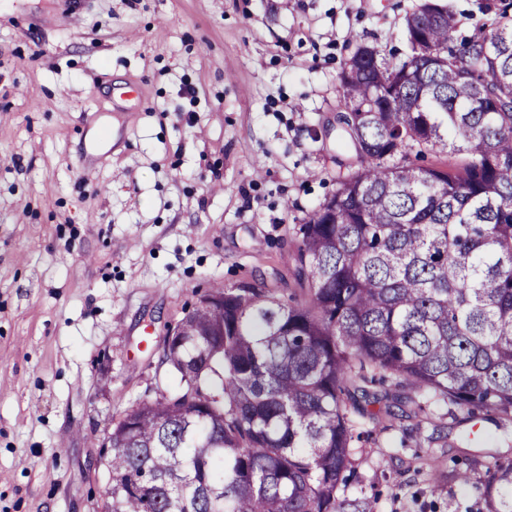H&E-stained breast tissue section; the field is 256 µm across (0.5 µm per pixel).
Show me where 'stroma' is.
Listing matches in <instances>:
<instances>
[{
    "mask_svg": "<svg viewBox=\"0 0 512 512\" xmlns=\"http://www.w3.org/2000/svg\"><path fill=\"white\" fill-rule=\"evenodd\" d=\"M423 2L0 0V512H104L112 422L166 388L163 340L213 285L303 300L292 229L358 168L342 66L405 53ZM134 80L123 140L83 164L86 115ZM490 451L512 456L498 420L382 414L357 473L380 512H482L429 475Z\"/></svg>",
    "mask_w": 512,
    "mask_h": 512,
    "instance_id": "stroma-1",
    "label": "stroma"
}]
</instances>
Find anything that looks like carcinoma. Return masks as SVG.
Masks as SVG:
<instances>
[{
    "instance_id": "carcinoma-1",
    "label": "carcinoma",
    "mask_w": 512,
    "mask_h": 512,
    "mask_svg": "<svg viewBox=\"0 0 512 512\" xmlns=\"http://www.w3.org/2000/svg\"><path fill=\"white\" fill-rule=\"evenodd\" d=\"M479 10L465 33L423 4L396 61L359 45L336 121L360 169L294 227L303 301L200 298L165 341L173 391L112 423L105 512H377L348 492L370 406L392 413L408 386L419 414L512 420V15ZM437 149L444 167L407 159ZM475 488L512 512V457L489 454Z\"/></svg>"
}]
</instances>
